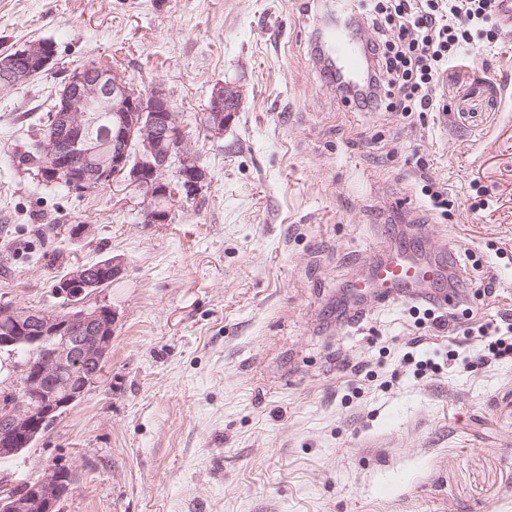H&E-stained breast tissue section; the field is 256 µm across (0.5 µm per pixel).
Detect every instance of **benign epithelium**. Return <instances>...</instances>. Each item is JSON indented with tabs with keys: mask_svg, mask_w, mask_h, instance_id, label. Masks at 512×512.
Listing matches in <instances>:
<instances>
[{
	"mask_svg": "<svg viewBox=\"0 0 512 512\" xmlns=\"http://www.w3.org/2000/svg\"><path fill=\"white\" fill-rule=\"evenodd\" d=\"M55 56V48L43 40L1 55L0 88L11 89L45 72ZM238 104L239 92L234 87L223 86L214 92L205 117L211 136L223 135ZM94 112L112 116L108 129L112 151L104 160L97 159L98 146L91 135ZM58 131L67 134L69 140L59 138ZM133 141L137 142L134 164L128 157ZM38 152L46 158L42 177L76 193L123 180L149 200L164 197L170 192L165 173L174 164L178 165L176 174L185 198H196L206 180L205 170L188 151L178 116L166 94L160 90L143 93L112 67H82L68 74L51 112L50 133L40 142ZM170 222V208L148 205L145 223ZM122 272L123 265L115 258L79 266L56 288L57 295L68 299L67 310H8L14 328L0 334V351L24 344L38 351L48 348L50 353L20 364L23 397L0 415L1 462L31 447L50 423L81 401L97 382L112 348L117 315L108 306L89 308L85 299L99 289L103 278L113 280ZM76 353L84 368L78 383L67 372ZM68 474L66 468L47 466L40 480L27 484L11 499L9 512H59Z\"/></svg>",
	"mask_w": 512,
	"mask_h": 512,
	"instance_id": "benign-epithelium-1",
	"label": "benign epithelium"
}]
</instances>
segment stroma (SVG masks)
I'll list each match as a JSON object with an SVG mask.
<instances>
[{
    "label": "stroma",
    "instance_id": "stroma-1",
    "mask_svg": "<svg viewBox=\"0 0 512 512\" xmlns=\"http://www.w3.org/2000/svg\"><path fill=\"white\" fill-rule=\"evenodd\" d=\"M334 0H0V54L57 47L0 90V307L62 310L58 275L106 257L118 320L101 378L13 460L0 487L70 469L63 512H512V358L468 366L459 307L417 329L412 299L350 285L392 253L443 265L474 318L512 309V33L440 81L442 111L361 112L319 60ZM158 89L205 169L167 224L114 185L75 194L22 162L70 70ZM242 95L208 136L216 89ZM445 188L428 209L423 181ZM493 295H484L485 283ZM445 356L413 377L415 337Z\"/></svg>",
    "mask_w": 512,
    "mask_h": 512
}]
</instances>
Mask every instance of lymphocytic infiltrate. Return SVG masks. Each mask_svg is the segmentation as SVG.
Returning <instances> with one entry per match:
<instances>
[{"label": "lymphocytic infiltrate", "mask_w": 512, "mask_h": 512, "mask_svg": "<svg viewBox=\"0 0 512 512\" xmlns=\"http://www.w3.org/2000/svg\"><path fill=\"white\" fill-rule=\"evenodd\" d=\"M343 20H362L373 36L355 102L363 110L410 115L440 109L439 81L465 51L488 55L498 46V0H349ZM478 364L512 356V313L476 321Z\"/></svg>", "instance_id": "lymphocytic-infiltrate-1"}]
</instances>
